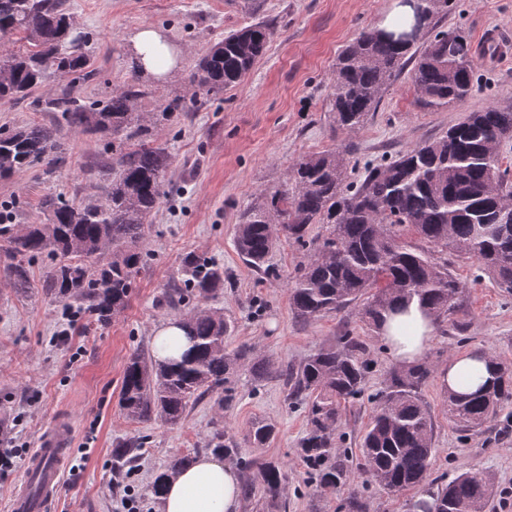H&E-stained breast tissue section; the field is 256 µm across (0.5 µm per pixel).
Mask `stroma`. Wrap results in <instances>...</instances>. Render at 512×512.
Instances as JSON below:
<instances>
[{
    "label": "stroma",
    "instance_id": "stroma-1",
    "mask_svg": "<svg viewBox=\"0 0 512 512\" xmlns=\"http://www.w3.org/2000/svg\"><path fill=\"white\" fill-rule=\"evenodd\" d=\"M77 31L89 37L94 77L71 83L54 77L17 104L0 102V128L36 123L55 128L64 153L53 170L37 165L0 179V212L14 224L46 221V200L89 202L101 193L100 172L112 154L111 137L59 123L47 102L64 89L88 101H103L139 84L137 111L167 112L159 137L172 158L170 193L150 216L140 268L126 308L100 322L67 309L45 295L42 285L50 256L28 264L31 287L16 293L4 268L6 241L0 240V434L33 449L55 422L70 423L71 461L62 472L61 494L51 512H122L120 497L131 488L141 512H159L147 490L176 455L203 447L214 429L243 444L246 459L280 462L287 478L286 512H347L350 494L365 512H409L418 490L390 493L369 482L357 458L346 463L348 478L334 489L309 478L300 448L307 429L305 404L288 401L281 370L298 365L317 349L352 336L366 346L365 392L347 403L339 429L343 444L357 447L370 421L372 397L395 365L379 333L361 315L360 305L315 319L296 315L288 283L306 252L278 240L268 272L248 266L236 252L235 229L242 214L263 194L284 188L301 157L338 148L348 151L347 180L358 183L365 163H377L441 135L469 112L512 102V57L484 55L485 35L512 31V0H456L438 29L469 35L477 68L471 96L446 110L429 112L416 103L411 68H404L383 93L371 120L359 130L335 129L327 109L336 58L362 31L377 26L393 0H67ZM263 21L270 30L265 54L237 85L205 95L188 79L200 59L230 31ZM144 26L156 29L181 50L177 73L167 80L145 76L134 63L132 38ZM215 260L224 268V286L207 305L223 310L234 324L229 348L249 345L269 362L271 376L259 379L248 367L232 376L235 400L218 410L205 397L182 424L128 420L119 398L129 356L151 347L152 330L184 317L188 305H166L164 293L178 281L187 254ZM449 272L464 292L454 315L442 318L422 358L430 375L421 388L434 422L431 474L451 480L475 467L489 474L496 492L488 512H512V405L475 431L448 420L446 392L438 368L457 354L487 351L512 363V295L501 291L475 260L449 256ZM273 422L276 440L265 448L245 447L255 418ZM144 438L133 461L112 465L120 441Z\"/></svg>",
    "mask_w": 512,
    "mask_h": 512
}]
</instances>
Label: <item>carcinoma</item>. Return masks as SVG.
Instances as JSON below:
<instances>
[{
  "mask_svg": "<svg viewBox=\"0 0 512 512\" xmlns=\"http://www.w3.org/2000/svg\"><path fill=\"white\" fill-rule=\"evenodd\" d=\"M67 0H0V101L18 103L52 76L93 75L91 56L82 51L85 35L71 37ZM270 36L263 22L231 31L200 60L190 82L205 94H217L239 83L264 54ZM417 59L412 79L417 102L438 110L466 100L473 91L475 54L468 36L440 31L421 49L413 42L382 40L369 28L336 58L328 111L336 127L360 129L374 114L382 93L401 73L407 57ZM141 90L131 86L105 101L88 103L65 92L48 101L63 123L85 131L110 134L111 176L105 178L104 202L83 205L51 202L46 224L21 228L0 221V237L9 243L7 271L15 289L29 288L26 261L51 254L58 258L46 273L48 294L74 301L100 320L124 310L147 253L142 244L145 223L166 195L172 157L157 142L153 128L169 120L167 112L147 117L134 111ZM512 138V104H492L433 139L391 161L365 169L361 183L345 184V159L337 151L301 157L288 172V187L247 210L237 225L235 248L245 263L265 268L277 239L283 237L308 251L289 286L293 310L305 319L339 311L359 300L367 322L379 327L384 314L416 299L435 319L459 307L462 285L436 255L454 252L474 259L497 287L512 294V190L501 171L502 157L493 146ZM56 130L43 125L0 130V177L44 162L62 160ZM313 224L330 225L321 239L309 237ZM411 231L427 248L407 240ZM182 288H169L165 301L177 307L191 297L212 298L224 286V267L190 255L184 258ZM190 343L178 359L159 361L150 351L133 353L126 364L120 400L131 421L159 420L170 426L185 417L189 404L221 391L217 406L234 401L230 371L238 363L258 378L270 375L269 364L250 346L229 352L231 322L213 308H198L183 318ZM364 345L343 336L297 366L280 373L288 397L307 405V430L301 441L303 459L324 488L345 483V453L336 446L342 404L362 395L367 365ZM496 383L473 393L448 391V419L462 431L481 427L512 403V366L493 360ZM429 376L422 364L397 369L378 394L377 410L360 442L362 470L388 492L414 489L430 474L435 448L433 417L420 389ZM277 434L266 420L251 423L246 443L266 448ZM135 438L112 451L116 464L134 448ZM206 449L235 457L237 442L221 430ZM174 456L156 474L149 492L158 499L165 484L190 462ZM245 477L244 499L261 503L263 512H281L283 466L259 464ZM495 495L491 476L474 468L419 499L412 512H486Z\"/></svg>",
  "mask_w": 512,
  "mask_h": 512,
  "instance_id": "1",
  "label": "carcinoma"
}]
</instances>
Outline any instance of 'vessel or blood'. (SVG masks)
Returning <instances> with one entry per match:
<instances>
[{
    "mask_svg": "<svg viewBox=\"0 0 512 512\" xmlns=\"http://www.w3.org/2000/svg\"><path fill=\"white\" fill-rule=\"evenodd\" d=\"M72 438L71 428L65 422L56 423L47 432L40 447L30 453L26 462L28 476L39 483V494L31 496L29 487L21 486L11 499L10 512H47L59 494Z\"/></svg>",
    "mask_w": 512,
    "mask_h": 512,
    "instance_id": "vessel-or-blood-1",
    "label": "vessel or blood"
}]
</instances>
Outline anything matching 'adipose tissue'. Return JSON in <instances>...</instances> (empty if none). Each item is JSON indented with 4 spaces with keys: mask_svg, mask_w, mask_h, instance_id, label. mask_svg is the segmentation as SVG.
<instances>
[{
    "mask_svg": "<svg viewBox=\"0 0 512 512\" xmlns=\"http://www.w3.org/2000/svg\"><path fill=\"white\" fill-rule=\"evenodd\" d=\"M135 49L142 67L155 76L166 78L178 66V53L151 27L136 34ZM435 329L433 316L411 302L402 316L386 317L379 333L392 362L405 368L420 362ZM476 372L469 389H477L479 380H491L486 358L476 353L457 355L441 367L437 377L442 388L459 390L466 373ZM160 512H240V478L222 457L208 454L198 457L168 483L160 502Z\"/></svg>",
    "mask_w": 512,
    "mask_h": 512,
    "instance_id": "obj_1",
    "label": "adipose tissue"
}]
</instances>
